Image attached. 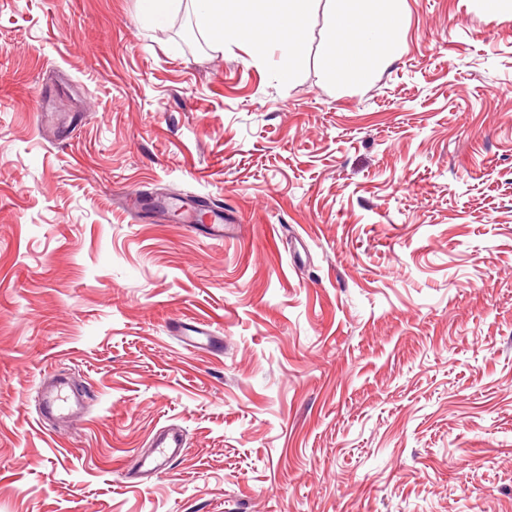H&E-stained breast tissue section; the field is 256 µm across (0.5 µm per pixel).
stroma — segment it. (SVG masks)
Returning a JSON list of instances; mask_svg holds the SVG:
<instances>
[{"label":"stroma","instance_id":"1","mask_svg":"<svg viewBox=\"0 0 512 512\" xmlns=\"http://www.w3.org/2000/svg\"><path fill=\"white\" fill-rule=\"evenodd\" d=\"M402 18L339 86L321 5L292 65L188 6L0 0V512H512V15ZM171 196L236 233L132 207ZM183 0H138L139 18L142 22L164 26L170 14L176 10ZM188 228L195 230L197 225H201L205 228V232L209 237L217 240H223L224 237L229 236L233 230V224H225L224 225V217L222 215H215L211 213V218L209 220V224H193L194 216L188 219ZM43 405L48 413L56 415L62 421L75 411L84 408V405L80 403L77 397L72 398L70 395L63 393L61 388L57 387L44 393ZM152 444L157 457L149 461L145 459L142 467H146L148 471L156 474L162 472L167 460L177 456L184 447L182 435L178 431L160 434L153 439Z\"/></svg>","mask_w":512,"mask_h":512}]
</instances>
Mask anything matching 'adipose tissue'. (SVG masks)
Segmentation results:
<instances>
[{
    "instance_id": "obj_1",
    "label": "adipose tissue",
    "mask_w": 512,
    "mask_h": 512,
    "mask_svg": "<svg viewBox=\"0 0 512 512\" xmlns=\"http://www.w3.org/2000/svg\"><path fill=\"white\" fill-rule=\"evenodd\" d=\"M197 21L215 43L247 30L297 62L304 51L312 0H190ZM326 31L336 77L379 70L404 49L402 0H325Z\"/></svg>"
}]
</instances>
